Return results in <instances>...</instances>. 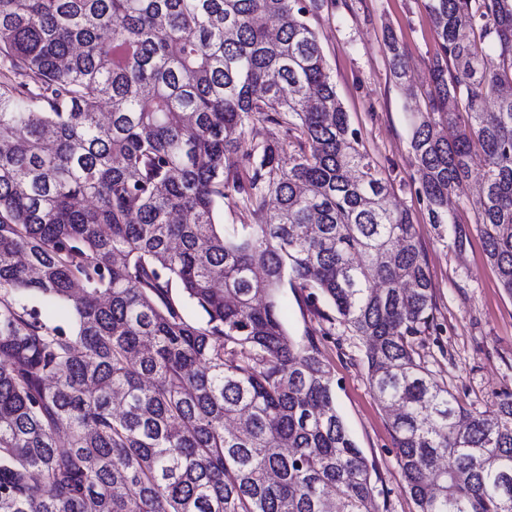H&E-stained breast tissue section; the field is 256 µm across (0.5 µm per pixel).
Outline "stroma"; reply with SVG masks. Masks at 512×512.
Wrapping results in <instances>:
<instances>
[{
    "label": "stroma",
    "instance_id": "1",
    "mask_svg": "<svg viewBox=\"0 0 512 512\" xmlns=\"http://www.w3.org/2000/svg\"><path fill=\"white\" fill-rule=\"evenodd\" d=\"M310 23L352 127L391 184L389 206L411 214L424 248L441 329L418 336L416 349L434 379L448 385L466 409L485 410L495 393L512 389V296L501 288L484 250L472 209L475 182H462L448 205L467 232L460 247L447 225L430 223L426 202L417 192L411 114L425 106L429 60L436 50L425 0H325ZM390 32L397 36L410 71L403 85L390 72L385 45ZM306 295L301 288H282L280 317L291 336L316 343L331 373L336 406L373 467L374 512H417L402 490L390 420L368 380L366 339L339 321H328V305L313 309Z\"/></svg>",
    "mask_w": 512,
    "mask_h": 512
}]
</instances>
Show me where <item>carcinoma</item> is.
<instances>
[{"label":"carcinoma","instance_id":"obj_1","mask_svg":"<svg viewBox=\"0 0 512 512\" xmlns=\"http://www.w3.org/2000/svg\"><path fill=\"white\" fill-rule=\"evenodd\" d=\"M314 5L0 0V512H369L372 466L331 374L280 320L287 284L367 338L419 512H512V391L467 413L418 358L415 338L440 330L424 251L384 204ZM425 8L419 193L459 244L448 195L479 181L486 256L512 296V0ZM268 123L283 139L257 138ZM231 196L262 222L220 224Z\"/></svg>","mask_w":512,"mask_h":512}]
</instances>
